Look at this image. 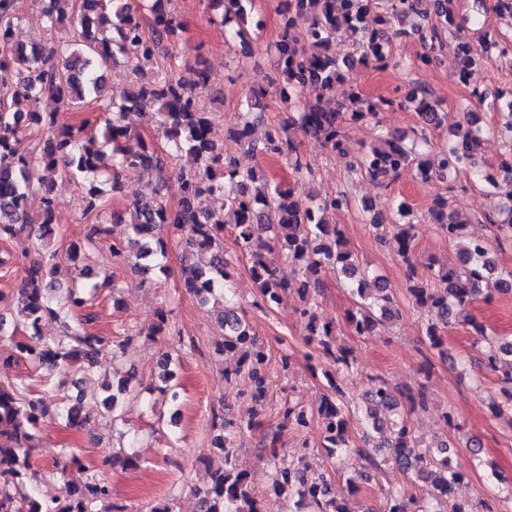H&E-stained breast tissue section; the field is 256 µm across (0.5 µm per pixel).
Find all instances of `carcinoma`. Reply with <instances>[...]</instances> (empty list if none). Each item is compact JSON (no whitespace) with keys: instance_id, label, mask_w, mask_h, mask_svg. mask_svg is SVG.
<instances>
[{"instance_id":"obj_1","label":"carcinoma","mask_w":512,"mask_h":512,"mask_svg":"<svg viewBox=\"0 0 512 512\" xmlns=\"http://www.w3.org/2000/svg\"><path fill=\"white\" fill-rule=\"evenodd\" d=\"M172 2L144 0L136 9L129 0H37L40 21L51 31L68 34L42 54L14 42V27L23 19L19 0H0V238L32 231L22 203L36 192L42 202L38 237L52 234L55 203L47 172L75 181L81 189V219L87 232L84 243L69 247L67 259L74 264L88 259L94 250L106 249L117 262L133 261V268L141 273L162 271L167 252L162 242L154 240L153 230L160 223L171 225L183 244L185 287L201 304L217 307V319L224 328L217 351L234 360L233 367L224 369V379L247 378L249 397L262 408L268 353L236 305L221 303L231 290V261L224 253V212H234L236 245L249 257L250 273L263 305L272 308L283 293L293 290L305 340L331 366L324 372L330 394L317 407L322 448L330 455L353 453L359 460L357 476L365 481L380 472L383 464L392 463L431 483L434 499L451 495L464 474L447 463V444L432 451L419 447L406 420L398 414L401 407L426 406V394L421 390L394 387L381 377L371 379L364 446H351L349 420L337 399L354 374L351 348L337 338L330 324L321 321L315 294L331 272L348 279L351 293L357 297L356 310L349 313L348 321L354 332L364 337L377 335L381 327L399 318V310L383 276L360 265L347 248L343 228L327 219L328 214L350 205L344 193L300 202L291 191L271 184L262 168H240L224 144L214 141L210 112L205 107L207 71L199 69L196 82L186 85L176 77L172 65L156 57V48L180 27ZM201 3L212 12L209 21L233 25L229 34L240 45L252 43L265 27L264 14L255 9V0ZM278 12L283 23L268 49L274 70L265 76L266 84L251 89L247 111L229 131L235 144L256 155L284 156L298 176L307 177L313 170L297 152V134L312 136L330 153L347 158L344 125L368 121L378 126L379 114L397 106L418 113L420 130L413 134L420 135L424 144H429L433 131L444 127L449 128L450 138L436 152L427 153L408 147L404 136L379 133L372 146L349 161V167L386 188L401 170L409 168L423 184L450 176L470 178L480 168L478 157L490 135L504 139L502 156L512 158V99L504 100L502 92L472 93L488 112L498 111L503 104L511 109L501 124L477 126L468 116L450 120L441 103L415 83L394 97L376 99L362 98L347 84L345 70L355 61L378 70L393 63L392 39L409 35L396 24L410 16L426 19L432 15L435 19L429 37L422 38L418 64L437 59L445 31L454 34L457 42L466 41L470 65H487L497 56L512 54L502 40L477 44L467 40L461 34L464 24L457 22L452 0H288V9ZM340 28L359 49V58L336 52L333 35ZM103 63L130 67L133 80L121 89L108 87L100 73ZM277 86L288 88L294 96L306 89L314 100L306 102L304 111L294 112L292 99H284L288 119L276 127L267 126L258 136V125L266 120L262 99ZM44 98L54 100L57 111H41L39 103ZM147 109L157 116L158 133L166 142L163 154L132 129V116ZM89 110L96 115L75 125L57 123L59 112ZM184 154L194 158V168L178 166ZM128 168L148 171L151 179L136 193L129 211L131 236L120 244L109 241L107 223L124 221V214L107 209L106 204L108 193L121 190L119 172ZM171 176L179 188L174 207L161 201ZM481 178L488 193L512 200V164L500 163L497 174ZM216 200L221 201L220 206L207 205ZM481 218L512 239V206L499 217L485 212ZM428 221L448 241L458 243V262L432 265L426 278L417 277L413 245L419 225L405 202H398L387 219L372 216L370 226L379 239L396 243L408 267L407 291L416 308L426 314L428 349L446 355L442 332L450 320L459 319L470 326L485 344L484 367L500 373L501 400L492 403L493 414L512 415V340L491 336L483 324L465 313L489 281H494L499 291L512 285V270L496 271L488 242H471L465 233L469 221L448 209L446 197L435 198ZM57 260V250L46 245L25 267L19 297L9 301L8 313H0V361L30 363L45 375L46 383L57 371L73 367L92 371L97 354L105 347L119 350L137 337L153 339L171 331L162 310L149 331L128 329L121 341L89 331L94 317L87 312V296L106 289L116 291L114 275L97 274L82 288L63 290L53 280ZM281 260L293 266L295 282L280 276ZM47 317L61 320L62 336L39 334V323ZM159 369L162 385L157 390L170 405H180L176 365L170 355L160 361ZM132 393L138 390L130 379L106 386L101 399L104 412L93 416L83 412L80 396L73 400L63 397L52 410L30 385L0 380V512H112V487L93 472L72 485L62 499L39 498L38 474L30 451L50 415L72 428L113 424L118 420L119 401ZM278 417L285 424L303 428L308 413L286 402ZM259 425L255 414L247 420H236L227 413L222 418L211 415L210 427L218 431L213 447L224 452V466L210 473L205 490L194 491L197 512H277V503L284 499L289 512H351L347 504L336 501L325 475L309 472L304 456L276 447V431L266 436L272 481L263 494L256 493L248 471L237 463V438ZM380 512L432 510L404 492H388Z\"/></svg>"}]
</instances>
